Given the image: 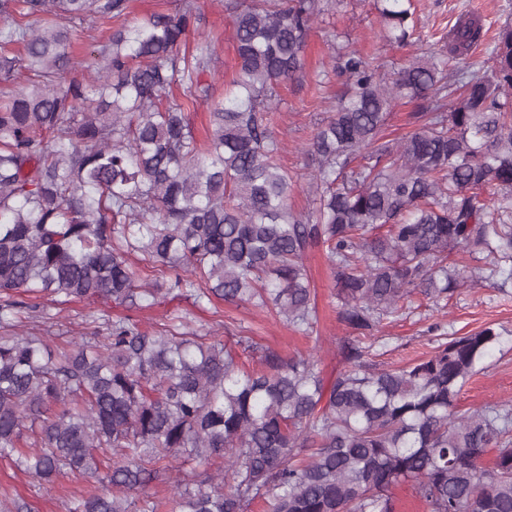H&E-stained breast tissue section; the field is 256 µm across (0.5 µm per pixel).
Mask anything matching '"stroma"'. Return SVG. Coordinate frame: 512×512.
<instances>
[{
	"label": "stroma",
	"mask_w": 512,
	"mask_h": 512,
	"mask_svg": "<svg viewBox=\"0 0 512 512\" xmlns=\"http://www.w3.org/2000/svg\"><path fill=\"white\" fill-rule=\"evenodd\" d=\"M180 0H131L124 21H104L84 29L71 48L75 75H84L99 50L120 23L147 22L158 13H175ZM375 0H331L327 11L311 31L306 49V66L302 73L282 87L281 99L274 112V130L283 140L285 150L280 157L283 167L294 175L300 189L292 199L295 209L308 205L303 190L307 184L306 159L302 153L309 143L317 122L326 118L346 90L336 80L324 78L331 66V45L345 46L368 55L379 65L383 75H391L397 66L407 62L416 50L444 46L449 28L464 14L481 18L487 38L475 50L473 58H488L489 40L505 24H512V0H413L417 21V47H402L384 40ZM192 38H207L219 57L212 75L215 98H223L224 84L236 69V54L229 20L219 0H193ZM309 274L316 291L318 316L316 335L296 331L275 314L248 305L217 302L215 309H198L190 302L175 300L171 309L185 316L191 330L205 337L223 335L225 329L242 332L290 357L320 348L321 369L325 380H332L339 366L338 347L351 338L352 332L339 319L340 305L321 250H313L307 260ZM46 317H33L29 324L50 332L55 344L79 340L99 325L104 316L131 315L143 326H151L161 317L160 310L127 311L122 306L105 307L85 302L63 306L50 297L40 298ZM493 327L500 335L498 345L484 360L482 370L461 394L458 407L466 411L485 405L512 401V280L505 284L484 282L457 289L444 310H435L422 297H413L410 308L391 322L383 323L371 358L384 368H394L430 355L440 339L460 336L484 327ZM93 479L67 476L45 490L8 459L0 458V498L9 496L30 503L34 512H69L74 497L94 489Z\"/></svg>",
	"instance_id": "35a3bbf8"
}]
</instances>
